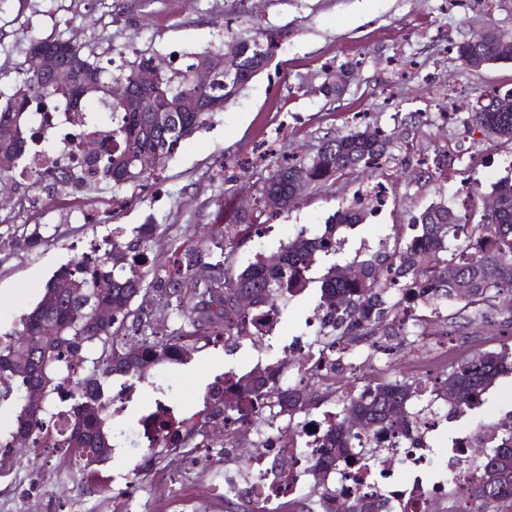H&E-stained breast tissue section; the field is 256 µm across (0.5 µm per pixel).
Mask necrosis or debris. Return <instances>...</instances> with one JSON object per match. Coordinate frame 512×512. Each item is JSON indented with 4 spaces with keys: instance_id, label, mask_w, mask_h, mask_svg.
Segmentation results:
<instances>
[{
    "instance_id": "obj_1",
    "label": "necrosis or debris",
    "mask_w": 512,
    "mask_h": 512,
    "mask_svg": "<svg viewBox=\"0 0 512 512\" xmlns=\"http://www.w3.org/2000/svg\"><path fill=\"white\" fill-rule=\"evenodd\" d=\"M102 110V105L87 103L78 112L65 107L38 114L37 124L47 130L65 125L72 132L61 138L58 148L31 154L20 172V181L32 187L62 169L83 172L88 154L110 142L112 127L100 121ZM286 353L294 370L291 383L343 379L345 362L341 353L321 350L300 336L291 340ZM365 381L361 373L346 380L353 390ZM177 420L166 401L156 400L153 417L139 421L136 435L149 448L181 447ZM440 424L435 416L425 417L420 423L410 422L402 448L390 447L387 436H380L384 452L379 458L365 460L348 454L339 458L337 469L349 474L343 485L346 495L374 490L399 503L401 512H434L437 504L447 502L449 494L469 492L478 475L463 461L474 442L491 445L495 432L483 428L460 435L453 444L452 464L441 467L428 444ZM329 429L327 420L309 419L300 424L293 438L286 440L280 436L277 424L258 426L244 417L231 421L224 437V476L215 484V491L226 497L245 495L250 512H282L288 500L300 496L309 466L323 456L322 444ZM246 434L253 435L261 453L241 463L234 448Z\"/></svg>"
}]
</instances>
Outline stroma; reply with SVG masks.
<instances>
[{"label": "stroma", "instance_id": "stroma-1", "mask_svg": "<svg viewBox=\"0 0 512 512\" xmlns=\"http://www.w3.org/2000/svg\"><path fill=\"white\" fill-rule=\"evenodd\" d=\"M487 28L512 34V0H471L465 7L450 6L449 0H0V94L5 96L21 80L35 39L76 38L84 52L111 64L116 74L125 68L127 47L168 69L184 67L194 54L236 36L276 42L265 69L141 186H44L40 203L29 208L14 181H5L11 204L0 209V221L20 234L40 230L41 239L31 249H0V333L18 327L53 274L77 257L78 244L111 239L116 227L128 236L135 227L154 225L149 261L142 267L145 278H152L175 248L220 236L234 207H254L277 161L313 156L327 135L353 129L392 133L412 112L421 118L408 140L393 141L386 165L309 189L288 212L270 217L261 236L233 246V270L257 255L276 253L300 228L322 233L330 215L379 183L393 193L361 224L341 231L335 255L340 265L409 236L414 217L439 200L466 209L471 223H479L482 205L467 193L474 185L490 193L495 182L512 176V143L474 131L467 112L480 91H512V63L473 71L449 53L448 43ZM340 70L349 71V83L340 95L325 96L323 83ZM452 108L458 113L453 121L446 117ZM448 146L462 154L447 175L419 178L420 158ZM90 205L102 209L101 222L77 223L78 209ZM319 297L315 283L293 297L274 338L253 337L226 348L207 345L191 350L187 362L148 368L126 412L113 417V429L131 430L161 388L188 412L203 410L209 384L224 370L248 373L281 359L291 337L316 336L319 329L309 320ZM511 416L509 374L487 391L479 409L443 421L430 445L444 451L477 422L495 425ZM219 438L210 427L195 436L211 448L210 472L171 471L172 457L195 455L194 445L174 452L127 448L121 467L108 460L98 465L93 486L19 446L17 463L0 477V512H173L170 501L177 494L194 500L198 512H226L223 500L206 494L212 471L224 467ZM128 480L133 497L116 496Z\"/></svg>", "mask_w": 512, "mask_h": 512}]
</instances>
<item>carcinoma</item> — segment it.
<instances>
[{"label":"carcinoma","instance_id":"cac0c4a2","mask_svg":"<svg viewBox=\"0 0 512 512\" xmlns=\"http://www.w3.org/2000/svg\"><path fill=\"white\" fill-rule=\"evenodd\" d=\"M41 44L61 50L62 64L73 68L72 82L55 87L33 76L21 81L0 106V151L25 154L28 146L46 140L36 129L32 115L67 100L75 108L83 99H98L112 109V144L90 157L87 164L95 171L88 183L110 179L113 186L136 185L151 171L142 167L141 157L153 154L159 165L172 157L183 139L205 126L212 113L200 111V102L213 88L202 87L190 78L193 65L184 69L161 70L155 94L168 109L166 122L156 124L148 112H135L125 101L123 86L131 84L134 73L153 63V58L134 52L128 69L116 77L69 39L57 37ZM457 58L483 56L489 62H512V36L483 31L455 45ZM217 64L231 63L246 72L255 63H267L268 50L243 36L225 41L210 51ZM93 92L79 93L83 86ZM248 85L244 77H233L216 84L227 102L234 100ZM497 95L479 93L468 113V122L483 132L512 141V112L497 109ZM390 138L376 134L370 140L351 131L322 138L316 154L307 160L278 165L268 186L285 197V206L293 204L294 185L291 168L306 169L307 185L312 187L359 167L371 168L386 155ZM452 156L444 151L434 159V167L421 170L420 177L431 180L448 168ZM488 197L494 206L484 208L483 223L471 224L467 214L433 202L414 218L417 232L395 243L393 250L383 249L357 262L359 275L342 278L332 263L323 269L319 307L325 312V335L352 336L366 341L383 330L385 336L409 337L416 333L430 314L439 315L450 303L458 308L450 315L452 336L476 332L498 312V299L512 295V178H503ZM363 220V203L337 210L321 235L302 228L277 252L278 261L259 256L247 267L233 273L225 253L188 248L181 256L157 266L152 288L158 293L156 306H134L145 291L144 276L135 269L134 257L149 249L151 230L142 225L128 242L112 241V248L92 263L76 261L66 265L46 283L36 305L20 319V329L0 336V402L16 390H24L19 399L14 423L0 430V474L16 463L15 444L22 438L31 448L41 445L38 434L55 423L56 410L48 397L70 378L71 368L84 367V374L73 381L69 412L70 423L57 439L56 464L95 482L94 465L112 453L114 434L107 427L112 399L108 390L112 379L140 378L144 369L166 358L180 362L187 355L189 341L223 336H247L280 314L288 300L313 282L310 277L319 261L336 252V231ZM254 214L234 212L224 230L249 234L258 227ZM206 262L211 279L199 282L194 268ZM468 284L460 294L457 283ZM251 297V308L243 311L235 305V295ZM414 305L413 320H406L407 303ZM107 307L112 318L93 322L88 314ZM42 337L37 354L39 363L21 371L18 361L31 357L21 337ZM512 373V345L481 351L458 360L443 386L430 390L419 380H384L349 394L337 404L332 437L340 436L364 442L365 452L376 454L378 434L393 432L434 410L437 401L448 405V413L472 410L481 405L483 395L502 376ZM45 383L40 402L29 404L33 387ZM258 408L256 421L269 423L277 417H294L311 408L306 384L292 385L280 398L268 395L266 371L238 377L231 388L215 398L201 412L187 417L181 425L194 433L218 419L228 421L241 410L242 403ZM401 410L394 415V410ZM480 469L476 487L467 498L456 500L448 512H512V417L504 420L493 445L476 454ZM336 470L313 466L314 495L302 501H288V512H334L338 501L347 503L350 512H393L389 501L378 495L343 496L329 490L322 475Z\"/></svg>","mask_w":512,"mask_h":512}]
</instances>
